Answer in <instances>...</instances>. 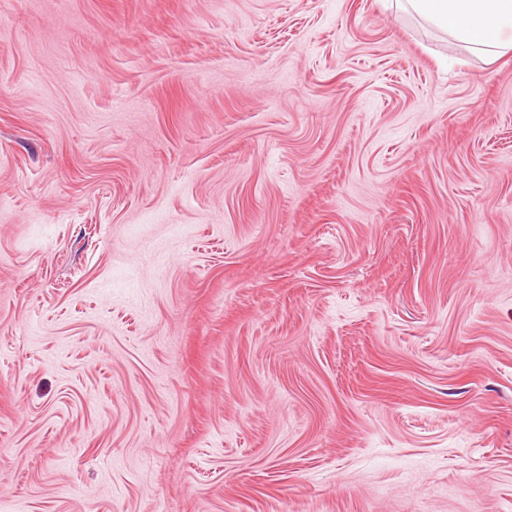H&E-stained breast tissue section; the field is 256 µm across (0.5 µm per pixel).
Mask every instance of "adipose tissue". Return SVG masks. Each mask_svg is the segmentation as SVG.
<instances>
[{"label":"adipose tissue","mask_w":512,"mask_h":512,"mask_svg":"<svg viewBox=\"0 0 512 512\" xmlns=\"http://www.w3.org/2000/svg\"><path fill=\"white\" fill-rule=\"evenodd\" d=\"M488 58L512 50V0H395Z\"/></svg>","instance_id":"adipose-tissue-1"}]
</instances>
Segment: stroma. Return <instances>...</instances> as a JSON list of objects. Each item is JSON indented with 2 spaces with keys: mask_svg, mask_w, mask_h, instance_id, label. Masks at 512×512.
<instances>
[{
  "mask_svg": "<svg viewBox=\"0 0 512 512\" xmlns=\"http://www.w3.org/2000/svg\"><path fill=\"white\" fill-rule=\"evenodd\" d=\"M0 512H512V51L0 0Z\"/></svg>",
  "mask_w": 512,
  "mask_h": 512,
  "instance_id": "35a3bbf8",
  "label": "stroma"
}]
</instances>
